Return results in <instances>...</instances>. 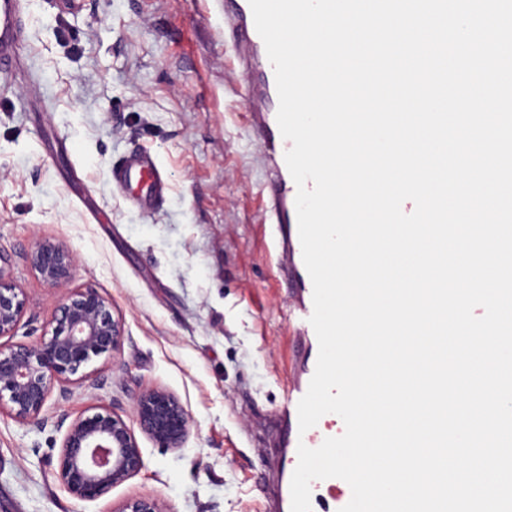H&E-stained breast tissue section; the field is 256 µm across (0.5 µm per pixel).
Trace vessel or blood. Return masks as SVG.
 Masks as SVG:
<instances>
[{"instance_id": "b4317fda", "label": "vessel or blood", "mask_w": 512, "mask_h": 512, "mask_svg": "<svg viewBox=\"0 0 512 512\" xmlns=\"http://www.w3.org/2000/svg\"><path fill=\"white\" fill-rule=\"evenodd\" d=\"M224 23L239 37L238 55L244 69L257 67L264 75V81L256 91L262 103L254 109V121L267 132L265 149L274 170L267 214L275 234L295 258L294 275L297 287L309 295L312 294L313 287L302 260L298 235L295 207L297 186L285 161V154L291 143L282 137L276 119L279 99L274 69L267 57L264 42L255 28L249 0H237L234 9L225 14ZM22 33L23 0H0V68L16 60ZM112 181L138 211L146 214L154 212L169 191L167 173L157 154L148 149L131 153L113 165ZM344 430L342 419L336 414L328 413L320 418L316 426L304 433L302 440L306 446L315 448L325 438L341 436ZM311 488L320 492L323 498L343 505L350 500L348 484L339 478L313 481Z\"/></svg>"}]
</instances>
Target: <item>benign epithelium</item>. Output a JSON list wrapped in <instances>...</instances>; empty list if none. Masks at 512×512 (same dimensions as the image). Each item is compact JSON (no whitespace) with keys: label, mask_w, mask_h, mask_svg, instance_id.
Segmentation results:
<instances>
[{"label":"benign epithelium","mask_w":512,"mask_h":512,"mask_svg":"<svg viewBox=\"0 0 512 512\" xmlns=\"http://www.w3.org/2000/svg\"><path fill=\"white\" fill-rule=\"evenodd\" d=\"M29 259L42 280L55 287L72 278L75 255L50 239L38 240ZM20 290L0 268V338L16 336L22 315ZM122 340V326L112 314L111 303L94 288L66 294L58 303L43 334L30 341L0 346V414L16 422L44 427L51 419L46 404L53 393L66 400L70 385L91 380L80 374L93 359L110 357ZM134 414L142 433L162 448H180L188 436L191 418L179 398L164 388L141 393ZM65 429L56 478L63 489L80 500H94L136 476L144 459L126 421L107 406L68 420L56 416ZM115 512H162L151 497L125 500Z\"/></svg>","instance_id":"7a95c632"}]
</instances>
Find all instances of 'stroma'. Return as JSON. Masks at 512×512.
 <instances>
[{
	"label": "stroma",
	"mask_w": 512,
	"mask_h": 512,
	"mask_svg": "<svg viewBox=\"0 0 512 512\" xmlns=\"http://www.w3.org/2000/svg\"><path fill=\"white\" fill-rule=\"evenodd\" d=\"M13 72L0 74V254L24 311L18 338L45 327L64 294L28 253L73 251L69 287L96 289L123 337L46 410L113 406L135 425L138 394L162 387L191 417L182 448L137 434L144 467L91 501L56 476L63 433L0 416V512H117L131 497L162 512H291L295 451L282 409L306 379L311 340L287 317L302 299L293 259L265 221L271 179L247 109L257 73L238 66L220 0H25ZM157 153L170 182L151 216L111 170Z\"/></svg>",
	"instance_id": "1"
}]
</instances>
